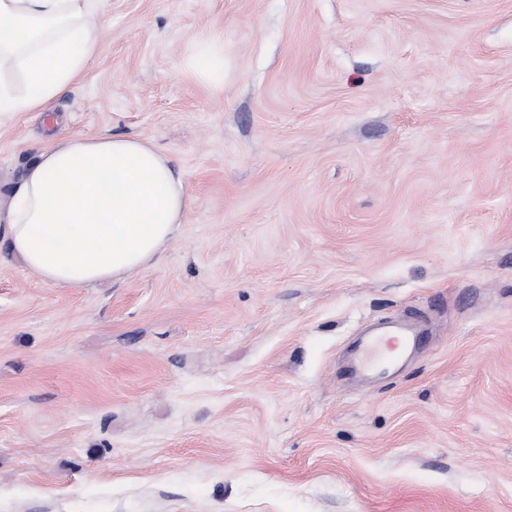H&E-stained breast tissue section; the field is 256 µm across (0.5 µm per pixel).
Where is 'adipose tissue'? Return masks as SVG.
<instances>
[{
	"mask_svg": "<svg viewBox=\"0 0 512 512\" xmlns=\"http://www.w3.org/2000/svg\"><path fill=\"white\" fill-rule=\"evenodd\" d=\"M91 0H0V112H40L85 70L98 45ZM192 73L224 87V47L195 40ZM181 174L150 140L64 138L17 184L7 239L44 280L81 287L151 266L184 222Z\"/></svg>",
	"mask_w": 512,
	"mask_h": 512,
	"instance_id": "ef3b65f1",
	"label": "adipose tissue"
}]
</instances>
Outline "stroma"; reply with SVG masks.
<instances>
[{"mask_svg": "<svg viewBox=\"0 0 512 512\" xmlns=\"http://www.w3.org/2000/svg\"><path fill=\"white\" fill-rule=\"evenodd\" d=\"M0 116V512H512V0H95ZM224 45V88L185 68ZM152 141L185 222L59 287L5 229L55 138ZM427 318L346 377L368 323Z\"/></svg>", "mask_w": 512, "mask_h": 512, "instance_id": "1", "label": "stroma"}]
</instances>
